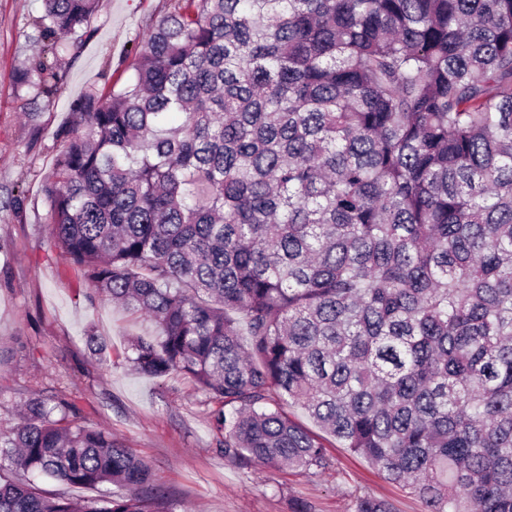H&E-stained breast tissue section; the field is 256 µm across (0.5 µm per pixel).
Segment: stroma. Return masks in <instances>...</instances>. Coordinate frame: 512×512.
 Wrapping results in <instances>:
<instances>
[{"mask_svg":"<svg viewBox=\"0 0 512 512\" xmlns=\"http://www.w3.org/2000/svg\"><path fill=\"white\" fill-rule=\"evenodd\" d=\"M172 0H99L78 48L57 62L62 82L41 104L38 126L25 114L30 96L15 71L40 47L25 34L41 0H0V432L18 421L30 395L64 398L81 422L112 431L148 461L173 512H354L357 496L392 503L395 512H427L422 500L362 457L326 441L322 470H274L224 457L211 424L215 407L192 378L157 379L128 361V343L153 324L88 291L53 245L44 174L86 90H104L132 73L135 52L170 13ZM104 338L106 357L91 339Z\"/></svg>","mask_w":512,"mask_h":512,"instance_id":"obj_1","label":"stroma"}]
</instances>
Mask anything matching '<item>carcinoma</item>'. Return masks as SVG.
<instances>
[{"label":"carcinoma","mask_w":512,"mask_h":512,"mask_svg":"<svg viewBox=\"0 0 512 512\" xmlns=\"http://www.w3.org/2000/svg\"><path fill=\"white\" fill-rule=\"evenodd\" d=\"M42 2L56 58L96 0ZM73 115L53 244L155 324L132 363L218 404L224 456L323 469L330 437L428 512H512V0H178ZM3 466L114 489L0 482V512H172L67 401L27 399ZM31 478L44 492L51 495H60L69 498L94 497L98 495V493L93 490L67 487L41 477Z\"/></svg>","instance_id":"cac0c4a2"}]
</instances>
